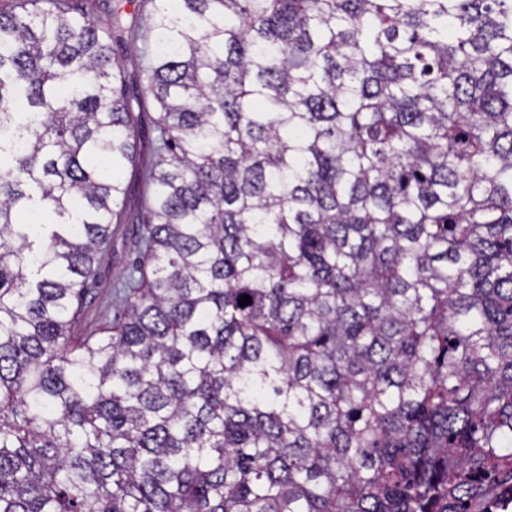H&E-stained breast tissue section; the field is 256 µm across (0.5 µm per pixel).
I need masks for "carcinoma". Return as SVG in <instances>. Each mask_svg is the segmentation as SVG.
I'll list each match as a JSON object with an SVG mask.
<instances>
[{"instance_id": "1", "label": "carcinoma", "mask_w": 512, "mask_h": 512, "mask_svg": "<svg viewBox=\"0 0 512 512\" xmlns=\"http://www.w3.org/2000/svg\"><path fill=\"white\" fill-rule=\"evenodd\" d=\"M148 29L135 96L121 11L0 8V512H512V0ZM144 224L136 221L120 224L112 233V246L103 260L102 275L98 284L90 288L87 297L89 320L109 322L113 318V290L125 280L137 257V241Z\"/></svg>"}]
</instances>
